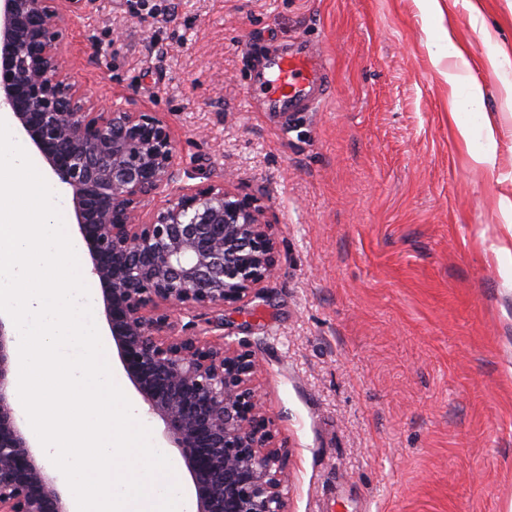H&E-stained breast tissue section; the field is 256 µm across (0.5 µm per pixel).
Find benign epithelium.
Segmentation results:
<instances>
[{
  "label": "benign epithelium",
  "mask_w": 512,
  "mask_h": 512,
  "mask_svg": "<svg viewBox=\"0 0 512 512\" xmlns=\"http://www.w3.org/2000/svg\"><path fill=\"white\" fill-rule=\"evenodd\" d=\"M93 2L0 0V110L71 195L121 365L179 450L196 512H288L287 451L249 387L255 356L175 320L247 302L276 272V241L258 202L226 182L177 185L161 113L85 97L59 33ZM12 342L0 316V512H69L10 400Z\"/></svg>",
  "instance_id": "1"
}]
</instances>
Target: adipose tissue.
Instances as JSON below:
<instances>
[{"instance_id": "1", "label": "adipose tissue", "mask_w": 512, "mask_h": 512, "mask_svg": "<svg viewBox=\"0 0 512 512\" xmlns=\"http://www.w3.org/2000/svg\"><path fill=\"white\" fill-rule=\"evenodd\" d=\"M438 50L448 58V81L455 84L459 93L452 102L451 116L456 130L464 145H472L476 136H483L482 149L475 152L476 162H489L496 148L494 131L484 110V95L480 85L470 76L460 74L458 62L464 54L455 44H440Z\"/></svg>"}]
</instances>
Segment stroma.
Instances as JSON below:
<instances>
[{
    "mask_svg": "<svg viewBox=\"0 0 512 512\" xmlns=\"http://www.w3.org/2000/svg\"><path fill=\"white\" fill-rule=\"evenodd\" d=\"M449 36L489 164L448 116ZM300 44L333 65L317 107L247 97ZM62 46L88 99L163 113L182 185L264 209L275 275L181 321L255 353L290 512H512V0H95ZM438 51L448 56V83L455 84L460 89L459 94L452 101V112L450 113L455 122L458 136L469 149L472 159L478 163L490 162L497 142L487 112L484 111L483 91L469 75L459 73L458 60L464 66H467V63L461 49L449 38L448 44L445 42L438 46ZM474 117L480 119L479 126L474 125ZM478 133L484 136L485 143L480 151L471 152V145Z\"/></svg>",
    "mask_w": 512,
    "mask_h": 512,
    "instance_id": "obj_1",
    "label": "stroma"
}]
</instances>
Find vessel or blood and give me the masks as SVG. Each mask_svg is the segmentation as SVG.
Instances as JSON below:
<instances>
[{"label": "vessel or blood", "mask_w": 512, "mask_h": 512, "mask_svg": "<svg viewBox=\"0 0 512 512\" xmlns=\"http://www.w3.org/2000/svg\"><path fill=\"white\" fill-rule=\"evenodd\" d=\"M328 71L327 63L309 51L268 58L261 70L268 111L291 113L313 105Z\"/></svg>", "instance_id": "1"}]
</instances>
